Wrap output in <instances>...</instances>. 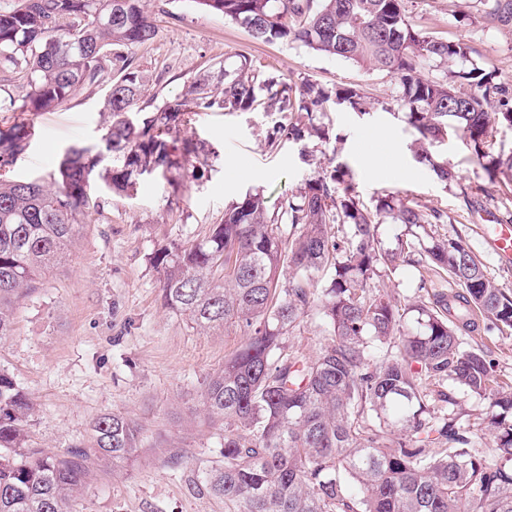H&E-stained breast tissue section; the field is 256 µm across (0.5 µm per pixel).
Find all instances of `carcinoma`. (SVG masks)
I'll return each mask as SVG.
<instances>
[{
  "mask_svg": "<svg viewBox=\"0 0 512 512\" xmlns=\"http://www.w3.org/2000/svg\"><path fill=\"white\" fill-rule=\"evenodd\" d=\"M262 42H297L373 71L390 74L396 102L419 134V157L443 181L455 175L424 144L456 130L473 144L491 175L512 170V157H490L482 145L496 123L512 125V108L490 110L500 93L491 74L474 66L455 78L425 73L465 58L470 47L415 27L405 0H193ZM485 15H512V0H484ZM143 0H12L0 7V68L25 70L29 91L19 109L48 112L96 82L105 63L117 68L107 99L112 117L101 149L70 148L50 184L0 178V339L11 335L16 303L42 275L63 264L92 201L91 176L127 195L136 177L175 170L194 177L205 146L186 136L185 116L201 110L272 118L271 146L305 135L329 139L316 114L329 103L364 110L355 88L329 92L297 87L263 73L246 56L218 62L154 107L136 124L128 111L149 79L122 49L157 35ZM31 125L0 128V163L22 154ZM412 240L378 247L382 218ZM448 216L425 213L391 196L371 210L345 174L333 170L285 196L271 212L249 192L224 210V221L191 244L156 250L161 297L168 312L203 332L232 328L245 336L207 379L202 414L223 426L220 463L200 470L182 462L233 512H512V386L496 385L493 364L462 335L512 329V295L499 288L459 236L436 237ZM403 262L448 274L458 289L436 294L413 316L364 282ZM332 268L322 291L331 342L311 356L286 354L283 340L315 302L316 276ZM486 397L479 425L461 422L454 389ZM440 402V408L431 406ZM28 394L0 368V512H68L90 474L138 451L139 428L107 412L91 426L86 448L64 453L32 446Z\"/></svg>",
  "mask_w": 512,
  "mask_h": 512,
  "instance_id": "1",
  "label": "carcinoma"
}]
</instances>
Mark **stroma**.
Returning a JSON list of instances; mask_svg holds the SVG:
<instances>
[{"label": "stroma", "instance_id": "obj_1", "mask_svg": "<svg viewBox=\"0 0 512 512\" xmlns=\"http://www.w3.org/2000/svg\"><path fill=\"white\" fill-rule=\"evenodd\" d=\"M145 3L158 33L126 54L148 76L146 97L153 104L174 98L211 64L240 54L293 84L351 86L369 101L362 112L344 103L318 115L329 141L308 136L275 148L267 143L271 119L265 113H191L188 134L210 148L207 163L184 183L175 173L166 180L140 176L129 197L113 196L96 180L99 206L85 217L67 264L47 272L19 303L12 335L0 340V368L38 404L29 423L38 447L61 453L87 443L93 419L105 412L124 413L142 427L138 453L120 467L102 469L71 503V512H229L222 498L200 491L189 469L174 460L185 454L201 467L216 464L217 428L190 421L189 413L199 407L208 375L242 337L232 330L204 336L170 314L162 305L153 253L203 237L245 193H263L275 208L283 195L340 168L368 208L394 195L422 211L445 212L449 221L435 225L434 234L465 235L488 275L512 293V268L488 254L477 231L488 215L512 220V205L502 204L504 194H512V180L489 175L472 145L454 131L428 147L434 160L456 173L455 180H438L415 155L418 134L397 108L398 87L387 74L298 43L256 41L239 24L199 11L194 0ZM406 9L419 29L471 48L468 58L435 67L434 75L479 66L507 88L512 104V21L485 20L484 0H406ZM114 74L105 68L97 83L51 112L0 110V126L22 120L33 128L26 151L5 167L6 176L46 183L68 147H100L110 125L105 99ZM367 287L404 309L452 289L440 275L405 264ZM330 339L315 304L286 336L284 349L313 354ZM463 342L489 352L498 378L512 383V330L478 331Z\"/></svg>", "mask_w": 512, "mask_h": 512}]
</instances>
